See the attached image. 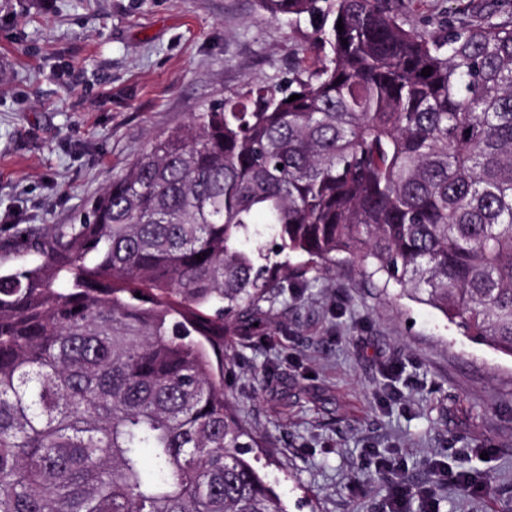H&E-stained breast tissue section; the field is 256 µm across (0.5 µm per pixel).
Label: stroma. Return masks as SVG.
<instances>
[{"label":"stroma","instance_id":"35a3bbf8","mask_svg":"<svg viewBox=\"0 0 512 512\" xmlns=\"http://www.w3.org/2000/svg\"><path fill=\"white\" fill-rule=\"evenodd\" d=\"M308 31L257 0H0V266L32 262L14 237L77 223L153 136L285 80ZM264 307L271 327L233 337L224 387L289 512H381L398 472L440 512H512V356L344 254ZM435 458L480 492L441 484Z\"/></svg>","mask_w":512,"mask_h":512}]
</instances>
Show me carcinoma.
<instances>
[{
    "label": "carcinoma",
    "mask_w": 512,
    "mask_h": 512,
    "mask_svg": "<svg viewBox=\"0 0 512 512\" xmlns=\"http://www.w3.org/2000/svg\"><path fill=\"white\" fill-rule=\"evenodd\" d=\"M259 6L308 22L314 66L152 139L0 269V512H288L224 392L288 269L269 245L345 253L512 355V0L424 27L397 0Z\"/></svg>",
    "instance_id": "obj_1"
}]
</instances>
